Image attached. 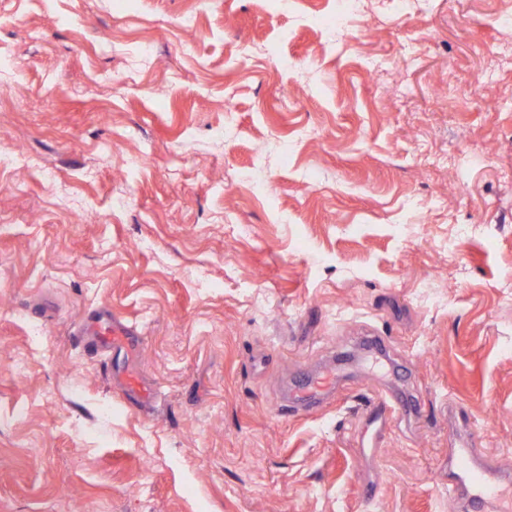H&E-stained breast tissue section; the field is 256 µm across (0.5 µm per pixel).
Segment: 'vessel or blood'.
<instances>
[{
	"label": "vessel or blood",
	"instance_id": "1",
	"mask_svg": "<svg viewBox=\"0 0 512 512\" xmlns=\"http://www.w3.org/2000/svg\"><path fill=\"white\" fill-rule=\"evenodd\" d=\"M83 347L107 352L120 349L127 362L113 370L112 376L124 391L142 403L155 394L146 387L129 360L142 344L137 330L113 320L109 310L91 311L78 331ZM338 380L330 363H323L304 382L286 387L281 394L285 413L308 415L324 399L334 395ZM424 411L418 400L399 397L386 382L375 388L372 403L362 414L359 453L370 463H378L381 443L392 423L420 422ZM450 448L443 463L448 472V503L452 512H512V469L503 466L487 449L481 448L462 407H448Z\"/></svg>",
	"mask_w": 512,
	"mask_h": 512
}]
</instances>
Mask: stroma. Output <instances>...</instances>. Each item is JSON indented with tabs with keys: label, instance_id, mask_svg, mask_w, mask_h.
<instances>
[{
	"label": "stroma",
	"instance_id": "stroma-1",
	"mask_svg": "<svg viewBox=\"0 0 512 512\" xmlns=\"http://www.w3.org/2000/svg\"><path fill=\"white\" fill-rule=\"evenodd\" d=\"M335 12L0 0V512H449L452 402L512 465V0ZM97 308L143 331L148 405L76 337ZM371 330L425 413L376 468L365 359L279 410ZM335 353L329 356L307 380L297 385H288L281 394V407L291 415H309L324 399L334 395L338 380L331 367Z\"/></svg>",
	"mask_w": 512,
	"mask_h": 512
}]
</instances>
